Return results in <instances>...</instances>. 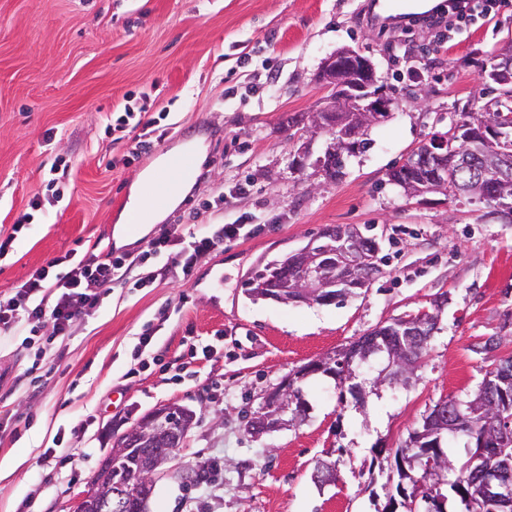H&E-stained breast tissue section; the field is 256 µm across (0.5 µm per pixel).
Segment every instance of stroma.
I'll use <instances>...</instances> for the list:
<instances>
[{
  "label": "stroma",
  "mask_w": 512,
  "mask_h": 512,
  "mask_svg": "<svg viewBox=\"0 0 512 512\" xmlns=\"http://www.w3.org/2000/svg\"><path fill=\"white\" fill-rule=\"evenodd\" d=\"M368 12V0H0V229L47 196L55 168L67 171L59 199L30 211L23 238L0 258V292L95 241L136 255L173 224L195 233L243 226L189 277L112 289L63 344L0 339V414L14 417L0 431V512H72L114 435L170 402L193 409L198 423L149 512H383L392 449L436 402L469 398L512 356V223L439 194L417 204L388 179L461 110L482 111L490 95L480 68L512 33V5L441 36H382ZM344 46L371 60L391 103L367 130L369 148L332 181L317 166L329 134L288 119L319 106L317 72ZM143 105L167 112L168 153L200 141L206 160L165 221L144 231L130 216L136 239L119 246L114 227L158 154L120 164L124 144L109 127L113 113ZM335 225L379 240L381 273L369 287L336 305L246 293L257 266ZM442 295L440 329L407 384H376L380 357L357 366L359 398L314 374L302 382L305 422L246 431L244 414L284 376ZM146 329L153 340L141 351ZM491 338L496 348L484 350ZM200 341L220 346L221 358L180 377L187 343ZM139 358L148 367L128 377ZM80 423L84 435H72ZM66 446L87 455L59 466ZM320 459L335 461L334 483H314ZM204 467L216 468L214 481L187 479Z\"/></svg>",
  "instance_id": "obj_1"
}]
</instances>
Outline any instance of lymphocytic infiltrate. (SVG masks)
Masks as SVG:
<instances>
[{
	"label": "lymphocytic infiltrate",
	"mask_w": 512,
	"mask_h": 512,
	"mask_svg": "<svg viewBox=\"0 0 512 512\" xmlns=\"http://www.w3.org/2000/svg\"><path fill=\"white\" fill-rule=\"evenodd\" d=\"M158 124V118L143 107L121 112L112 128L126 140L128 157L136 159L155 146ZM240 230L237 224H217L187 239L174 224L153 240L150 253L115 256L95 244L63 274L57 271L61 258L51 259L10 294L0 295V334L25 331L34 336L48 327L53 336L72 335L77 321L100 307L103 289L115 284L145 288L162 270L191 275L201 256L219 251L225 240L239 235ZM154 254L166 255L162 270L149 268Z\"/></svg>",
	"instance_id": "obj_1"
}]
</instances>
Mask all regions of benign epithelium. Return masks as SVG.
I'll return each mask as SVG.
<instances>
[{
	"label": "benign epithelium",
	"mask_w": 512,
	"mask_h": 512,
	"mask_svg": "<svg viewBox=\"0 0 512 512\" xmlns=\"http://www.w3.org/2000/svg\"><path fill=\"white\" fill-rule=\"evenodd\" d=\"M354 56L353 49L342 47L323 60L317 81L327 90V95L323 97L318 108L304 120L306 127L315 131H324L330 127L341 130L339 138L327 148L326 156L318 159V165L323 171L326 170V157L348 154L358 148L362 131L373 125L378 119V113L386 109L387 97L376 86V76H368L355 68L344 66V62ZM482 80L498 85L500 98L504 99L503 105L508 108L512 106L511 69L485 68L482 70ZM336 85L344 89L342 94L331 92ZM459 134L460 128L453 124L446 131L437 132L425 149H418L407 157L405 164L408 167L420 157L426 159L435 168V179L424 187L410 182L398 183L406 197L426 203L430 194H448V172L443 169V157L448 151V143L459 144L458 152L463 157L472 151L470 142L459 137ZM361 238L362 233L351 226L349 236L338 240L334 251L321 245L320 238H314L304 248L279 262L277 277L256 283L257 293L264 299L278 303H335L349 295V288L353 287L349 273L357 270L361 272L362 287H367L378 277L377 252L362 246ZM442 309L443 303L439 301L433 305V310L424 309L415 315L400 318L397 325H416L423 339L427 341L438 330ZM380 351L387 361L379 373L383 381L406 383L412 376L411 369L420 364V361L412 358V354L402 353L391 344L380 348ZM378 352L367 349L361 351L356 347L345 354L342 366L347 368L356 361L365 362L378 355ZM334 362V355L313 360L300 375L292 373L264 393L251 419V434L261 436L290 424H299L301 412L294 409L295 399L288 398L293 379L320 373ZM176 408V403L158 407L153 415L141 422V426L155 431L161 430L164 428L165 415L175 412ZM149 452L150 460L139 473L138 482L154 486L166 472V464L173 459V454L163 455L157 448H151ZM476 491L484 499H512V483L497 477L484 478L476 485Z\"/></svg>",
	"instance_id": "7a95c632"
}]
</instances>
